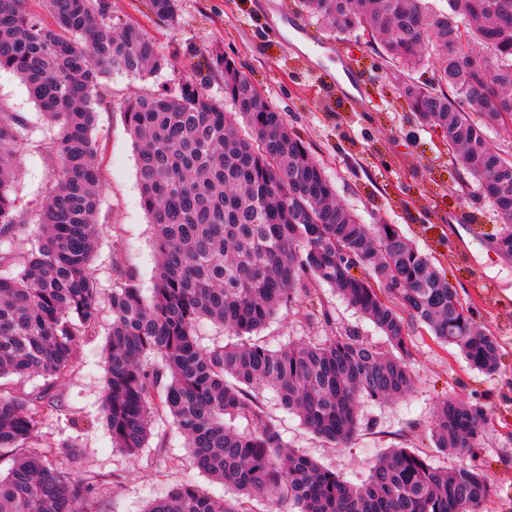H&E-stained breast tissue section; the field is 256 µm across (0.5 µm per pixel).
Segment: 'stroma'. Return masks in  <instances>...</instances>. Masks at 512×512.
I'll return each instance as SVG.
<instances>
[{
  "mask_svg": "<svg viewBox=\"0 0 512 512\" xmlns=\"http://www.w3.org/2000/svg\"><path fill=\"white\" fill-rule=\"evenodd\" d=\"M109 3L121 21L143 24L162 52L174 54L176 71L194 76L216 98L224 96L223 82L203 60L214 49L233 58L309 145L338 199L365 223L398 225L433 256L472 305L475 320L497 336L504 352L502 368L485 374L470 368L457 349L415 328L411 366L416 383L406 397L390 405L363 404L357 436L335 448L266 397L267 411L284 441L356 484L388 448L424 452L435 467L445 469L456 459L433 448L432 412L451 395L478 401L492 423L467 461L486 474L495 490L485 512H512V258L503 257L492 244L502 221L478 181L446 149L441 132L420 124L394 93L376 46L358 32H325L297 11L295 0H178L179 22L173 28L145 20L141 0ZM103 83L94 130L104 178L93 267L103 292H111L129 271L148 289L156 250L121 106L137 93L164 89L168 81L114 72ZM0 112L21 121L20 176L12 197L17 222L26 227L24 239L31 245L36 241L31 227L59 168L49 149L56 131L43 120L20 80L7 71L0 72ZM321 305L339 329L378 340L372 323L330 288L315 286L310 300L270 321L262 332L265 341L276 347L320 335V325L308 314ZM111 324L112 311L103 307L64 381L51 384L41 376H14L0 382L1 393L18 398L49 391L54 404L35 451L49 465L68 467L74 478L105 480L97 512H144L151 499L185 483L223 495V485L195 467L168 416L155 417L149 445L139 455L113 448L101 409L106 377L102 351Z\"/></svg>",
  "mask_w": 512,
  "mask_h": 512,
  "instance_id": "1",
  "label": "stroma"
}]
</instances>
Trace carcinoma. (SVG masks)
I'll return each mask as SVG.
<instances>
[{
    "instance_id": "cac0c4a2",
    "label": "carcinoma",
    "mask_w": 512,
    "mask_h": 512,
    "mask_svg": "<svg viewBox=\"0 0 512 512\" xmlns=\"http://www.w3.org/2000/svg\"><path fill=\"white\" fill-rule=\"evenodd\" d=\"M299 0L331 31L367 33L397 71L394 89L424 124L440 129L462 169L491 200L503 227L498 252L512 256V158L486 130L512 125V0ZM154 22L178 23L177 0H146ZM46 23L32 0H0V71L15 74L44 119L59 126L56 184L38 213L37 248L20 246L13 214L19 171L17 126L0 113V379L62 380L103 296L91 264L103 170L93 132L109 71L138 77L175 70L138 23L117 22L107 0H47ZM434 59L437 78L410 72ZM224 82L214 98L190 75L123 107L133 140L141 200L158 262L151 295L128 274L108 298L112 327L104 352L102 401L113 447H147L153 417L168 414L197 469L232 491L215 498L186 483L144 512H482L493 488L462 461L447 470L406 448L382 453L356 485L288 447L260 394L298 416L333 446L352 439L361 404H385L415 386L410 329L423 326L482 373L499 371L491 330L433 258L394 224H365L345 207L322 164L234 59L211 54ZM242 118L249 131L236 127ZM333 288L381 333L374 342L336 327L320 307L325 335L277 349L260 332L311 284ZM224 327L205 347L196 326ZM50 404L45 396L0 394V512H93L105 482L75 480L28 450ZM244 424L239 429L234 422ZM491 425L484 406L450 396L431 421L439 451L463 457Z\"/></svg>"
}]
</instances>
